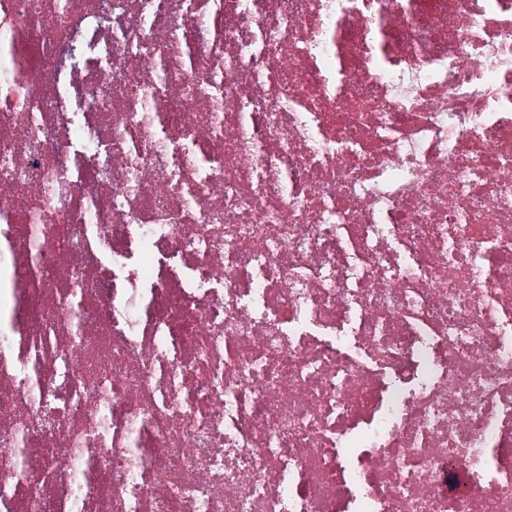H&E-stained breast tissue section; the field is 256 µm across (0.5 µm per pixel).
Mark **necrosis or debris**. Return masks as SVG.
<instances>
[{
	"label": "necrosis or debris",
	"instance_id": "necrosis-or-debris-1",
	"mask_svg": "<svg viewBox=\"0 0 512 512\" xmlns=\"http://www.w3.org/2000/svg\"><path fill=\"white\" fill-rule=\"evenodd\" d=\"M0 512H512V0H0Z\"/></svg>",
	"mask_w": 512,
	"mask_h": 512
}]
</instances>
